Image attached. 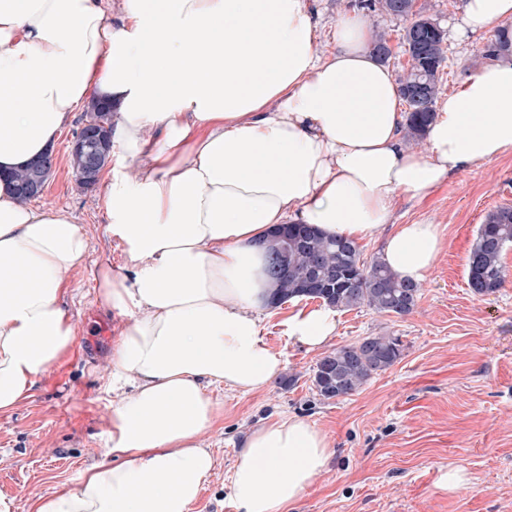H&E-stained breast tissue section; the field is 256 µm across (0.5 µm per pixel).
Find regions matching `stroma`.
<instances>
[{"label":"stroma","mask_w":512,"mask_h":512,"mask_svg":"<svg viewBox=\"0 0 512 512\" xmlns=\"http://www.w3.org/2000/svg\"><path fill=\"white\" fill-rule=\"evenodd\" d=\"M354 0H313L317 50L336 49L332 30ZM445 31L447 59L441 95L454 92L471 69L480 38L454 36L461 0H417ZM373 29L386 31L389 66L408 63L403 20L365 12ZM86 118L76 112L59 134L54 166L36 206L69 212L85 233L84 263L67 276L65 304L76 329L75 346L40 376L29 395L0 413V497L13 512H31L41 496L65 490L110 447L112 384L109 350L120 321L95 301L103 267L122 271L124 246L104 220L106 181L80 184L69 145ZM512 207V152L480 169L456 173L420 202L399 200L392 221L438 224L444 239L414 311L380 314L344 310L329 348L367 336L400 337L401 359L352 395L323 400L313 385L320 359L290 339L286 311L263 317V340L283 357L279 379L256 391L209 388L221 415L202 435L216 469L192 512H236L230 477L245 434L282 416L315 423L335 453L325 472L288 512H512V247L503 256L505 283L490 295L468 285V255L491 211ZM465 469L455 492L439 487L448 466Z\"/></svg>","instance_id":"obj_1"}]
</instances>
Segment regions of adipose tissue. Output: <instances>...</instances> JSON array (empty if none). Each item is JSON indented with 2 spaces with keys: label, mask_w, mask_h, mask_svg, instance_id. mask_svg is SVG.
<instances>
[{
  "label": "adipose tissue",
  "mask_w": 512,
  "mask_h": 512,
  "mask_svg": "<svg viewBox=\"0 0 512 512\" xmlns=\"http://www.w3.org/2000/svg\"><path fill=\"white\" fill-rule=\"evenodd\" d=\"M107 2L0 0V413L74 346L66 276L88 251L70 214L20 204L3 176L100 99L113 147L147 160L107 177L105 220L131 269L97 278L99 306L123 320L112 445L33 512H190L215 469L201 441L218 415L208 388L255 391L283 366L261 337L273 288L258 241L281 224L380 234L382 261L426 282L439 227L392 224L394 207L512 151V50L437 103L416 152L361 15L337 19L323 57L311 0H123L116 26ZM511 20L512 0H463L458 30L493 39ZM338 323L323 305L293 309L285 326L315 351ZM332 454L301 417L250 431L230 478L237 512H287Z\"/></svg>",
  "instance_id": "ef3b65f1"
}]
</instances>
